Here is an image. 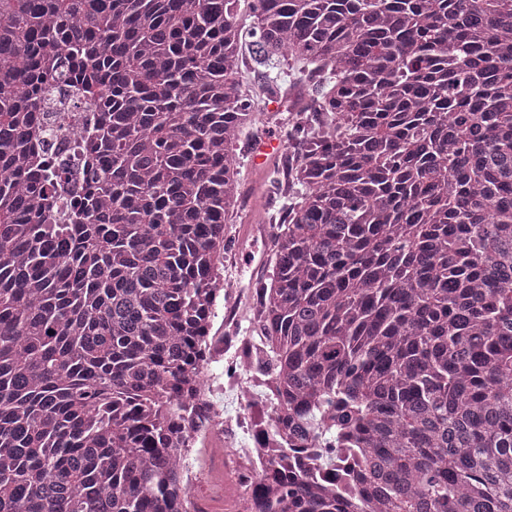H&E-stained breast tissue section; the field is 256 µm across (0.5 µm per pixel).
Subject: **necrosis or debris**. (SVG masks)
Wrapping results in <instances>:
<instances>
[{"mask_svg": "<svg viewBox=\"0 0 512 512\" xmlns=\"http://www.w3.org/2000/svg\"><path fill=\"white\" fill-rule=\"evenodd\" d=\"M224 333L208 339L211 363L201 372L196 399L208 408V417L190 431L191 444L199 448V464H206L211 449L223 450L225 463L234 467L233 488L239 496L234 512H253L271 450L277 446L279 406L263 394L256 373L257 351L253 337L243 335L250 319L252 297L232 270H225Z\"/></svg>", "mask_w": 512, "mask_h": 512, "instance_id": "obj_1", "label": "necrosis or debris"}]
</instances>
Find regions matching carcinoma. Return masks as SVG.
Returning <instances> with one entry per match:
<instances>
[{"label": "carcinoma", "mask_w": 512, "mask_h": 512, "mask_svg": "<svg viewBox=\"0 0 512 512\" xmlns=\"http://www.w3.org/2000/svg\"><path fill=\"white\" fill-rule=\"evenodd\" d=\"M275 61L309 93L252 325L316 468L273 449L259 512H512V0H0V512H199L176 437ZM42 141L44 148L48 152L56 154L62 162H70L74 160L76 149L79 144L85 140L87 133L85 125H79L74 129L65 130L50 119L45 118Z\"/></svg>", "instance_id": "obj_1"}]
</instances>
